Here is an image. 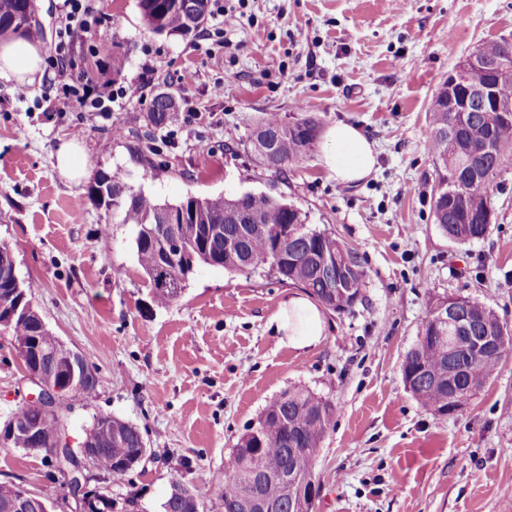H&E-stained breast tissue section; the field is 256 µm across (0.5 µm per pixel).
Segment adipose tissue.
<instances>
[{
    "mask_svg": "<svg viewBox=\"0 0 512 512\" xmlns=\"http://www.w3.org/2000/svg\"><path fill=\"white\" fill-rule=\"evenodd\" d=\"M41 62L36 44L17 35L0 38V78L32 84L41 73ZM323 142L321 160L336 182H356L372 174L375 145L359 127L336 124L326 130ZM274 322L279 342L299 350L319 343L325 330L320 308L300 293L282 302Z\"/></svg>",
    "mask_w": 512,
    "mask_h": 512,
    "instance_id": "obj_1",
    "label": "adipose tissue"
}]
</instances>
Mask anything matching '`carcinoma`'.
Masks as SVG:
<instances>
[{"label":"carcinoma","instance_id":"cac0c4a2","mask_svg":"<svg viewBox=\"0 0 512 512\" xmlns=\"http://www.w3.org/2000/svg\"><path fill=\"white\" fill-rule=\"evenodd\" d=\"M30 0H0V36L23 37L39 34L27 17ZM195 3L200 15H207L208 0H138L146 30L158 35L188 36L200 28L189 25L185 4ZM488 58L512 54V40L482 43ZM172 98L156 95L148 121L154 128L171 119ZM430 112V153L438 185L432 202L434 223L448 239L468 244L486 237L496 219L491 207L494 189L504 167L512 163V117L493 108L470 105L464 112H451L440 96H433ZM259 127L273 134L275 150L282 161H297L316 136L317 121L300 117L285 124L278 115L268 114ZM90 199L112 211L117 223L130 227L133 250L140 268L151 284L156 304L165 306L182 294L186 281L198 265L239 273V264L250 268L272 266L271 256H288L286 267L274 271L288 284L298 285L333 312L353 307L361 298L365 271L355 250L325 230L305 224L300 209L288 201L265 193L238 197L189 195L177 203L160 202L130 183V172L103 174L90 189ZM175 230L182 242L176 256H166L161 226ZM346 258L349 277L341 286L329 282L317 262L324 252ZM10 255L0 258V297L19 287L25 301H31L33 284H16L11 276ZM170 279L171 286H158V278ZM463 318L478 327V335L491 336L494 348H479L467 338L453 346L436 337L435 309L422 321L415 346L402 364L405 387L422 407L446 415L452 405L467 401L501 367L512 352V332L494 312L469 296L456 297ZM19 339L36 336L45 344L54 341L49 332L39 331L37 313L12 324H0V331ZM336 404L308 390L294 387L281 393L263 412L258 425L235 444L229 472L221 493L223 512H260L257 503L268 504L273 512H314L320 494L316 468L322 443L336 418ZM14 414L40 423L41 453L51 459V449L62 432L66 406L48 410L40 403L21 405ZM85 451L96 456L101 468L121 476L141 461L140 431L132 423L102 414L85 430ZM180 482L172 483L163 512H204L198 494L188 500Z\"/></svg>","mask_w":512,"mask_h":512}]
</instances>
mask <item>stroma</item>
Segmentation results:
<instances>
[{
    "label": "stroma",
    "mask_w": 512,
    "mask_h": 512,
    "mask_svg": "<svg viewBox=\"0 0 512 512\" xmlns=\"http://www.w3.org/2000/svg\"><path fill=\"white\" fill-rule=\"evenodd\" d=\"M224 34L155 35L137 0H101V22L69 56L124 92L108 116L79 102L57 111L49 76L26 98L0 78V243L47 328L86 359L96 393L76 400L64 428L80 442L95 416L135 424L144 460L95 484L114 499L160 512L173 481L220 492L237 440L284 390L332 400L314 512H501L512 501V357L462 409L440 416L406 389L402 363L431 306L477 299L512 330V167L495 193L497 219L471 244L434 223L437 180L428 107L455 64L486 39L512 38V0H224ZM126 58L120 74L113 55ZM223 94H215L216 85ZM161 92L175 100L142 133ZM267 112L305 114L320 129L359 125L376 145L365 180L341 184L321 162V140L276 173L249 141ZM122 135H115L113 127ZM77 138L86 176L55 166ZM126 169L134 188L174 203L189 195L262 192L295 203L307 224L351 246L365 270L362 298L325 311L321 342L279 344L272 320L292 285L268 267L230 274L201 266L179 299L153 302L127 226L94 205L100 173ZM16 346L0 333V422L30 392ZM0 484L31 493L58 486L43 454L0 446Z\"/></svg>",
    "instance_id": "obj_1"
}]
</instances>
